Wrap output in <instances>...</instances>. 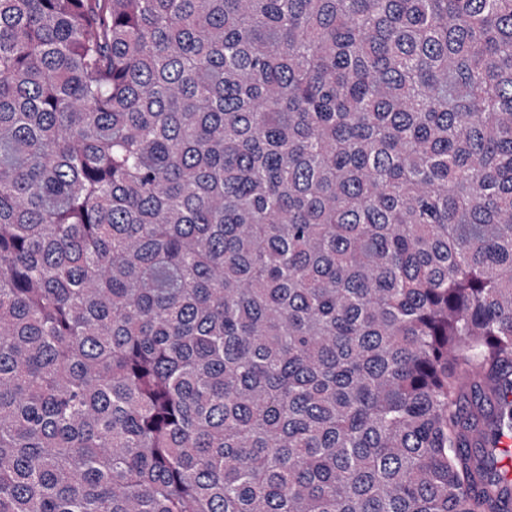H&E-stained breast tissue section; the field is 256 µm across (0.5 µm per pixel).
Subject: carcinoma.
<instances>
[{"label": "carcinoma", "instance_id": "carcinoma-1", "mask_svg": "<svg viewBox=\"0 0 512 512\" xmlns=\"http://www.w3.org/2000/svg\"><path fill=\"white\" fill-rule=\"evenodd\" d=\"M512 0H0V512H512Z\"/></svg>", "mask_w": 512, "mask_h": 512}]
</instances>
